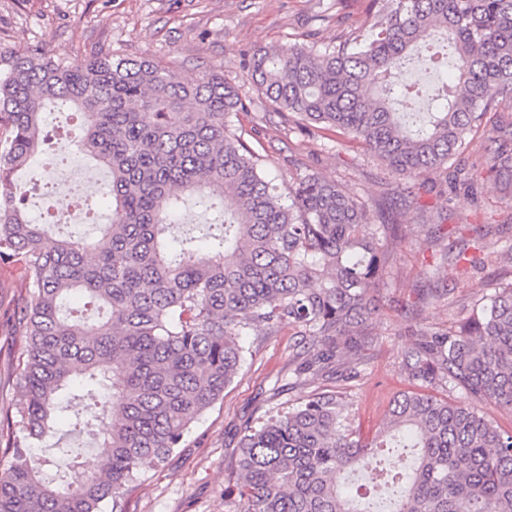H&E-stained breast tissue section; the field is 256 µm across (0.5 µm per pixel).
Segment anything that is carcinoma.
Wrapping results in <instances>:
<instances>
[{"mask_svg": "<svg viewBox=\"0 0 512 512\" xmlns=\"http://www.w3.org/2000/svg\"><path fill=\"white\" fill-rule=\"evenodd\" d=\"M363 37L336 45L288 43L251 55L257 90L302 126L350 137L412 178L442 168L491 128L486 176L512 191V0H372ZM415 60L452 68L427 111L400 82ZM67 104L81 129L60 150L108 168L112 220L96 242L45 244L16 202L12 174L42 143V110ZM245 109L221 74L183 81L142 57L96 52L63 64L34 49L0 71V264H22L16 326L26 337L16 408L25 441L0 428L11 452L0 473V512H124L145 464L166 462L189 426L223 398L245 363L240 338L284 327L300 336L288 370L299 404L239 432L224 494L237 512H512V433L446 391L512 411V279L457 328L412 327L391 401L372 438L355 425L341 388L365 375L363 352L379 313L372 293L399 225L369 223L366 204L315 174L283 201L236 135ZM213 215L219 234L172 235L185 201ZM484 225L472 247L453 240L439 266L463 275L473 249L512 265ZM80 291L105 311L89 323L65 311ZM432 288L412 305L439 301ZM336 382L326 390L318 381ZM101 408L95 472L72 448L65 470L32 455L53 437L60 396Z\"/></svg>", "mask_w": 512, "mask_h": 512, "instance_id": "carcinoma-1", "label": "carcinoma"}]
</instances>
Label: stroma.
I'll use <instances>...</instances> for the list:
<instances>
[{"mask_svg": "<svg viewBox=\"0 0 512 512\" xmlns=\"http://www.w3.org/2000/svg\"><path fill=\"white\" fill-rule=\"evenodd\" d=\"M371 20L370 0H0L1 70L16 55L36 48L67 64L98 50L149 57L174 67L187 82L223 72L246 103L233 118L237 133L281 189L297 176L316 174L365 199L372 223L401 225L402 241L390 252L385 286L378 291L383 310L372 323L376 342L365 356V376L347 389L366 435L379 427L393 397L408 386L399 362L409 326H457L496 282L488 268L455 279L443 268L427 278V264L446 244L437 225L470 224L479 212L489 223L502 225V241L512 240V194L488 179L472 190L455 180L474 154L464 153L421 176L424 191L410 197V179L389 172L358 142L281 117L257 92L244 66L256 50L295 41L335 44L365 32ZM33 174V166L20 168L13 183L17 201L35 222L55 199L36 185ZM434 280L450 284L449 301H427L416 319L405 313L402 302L415 300ZM19 285L17 268L0 265V419L14 413L22 399L15 361L26 341L15 332L8 306ZM296 342L285 328L270 336L243 337L246 362L223 400L190 426L165 464L142 468L125 496L126 512H234L224 484L237 432L245 421L265 418L271 409L294 406L300 392L288 386V363ZM275 387L281 393L274 398Z\"/></svg>", "mask_w": 512, "mask_h": 512, "instance_id": "obj_1", "label": "stroma"}]
</instances>
